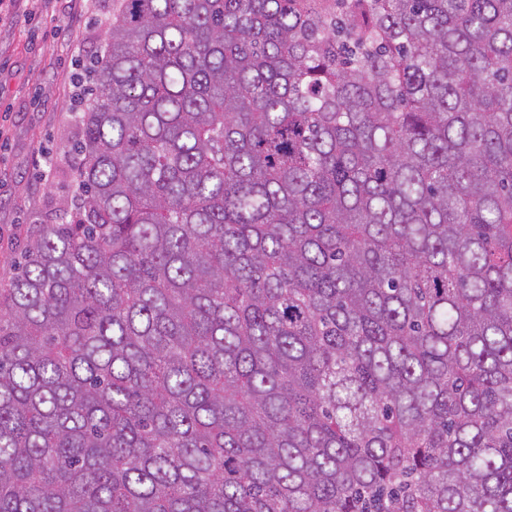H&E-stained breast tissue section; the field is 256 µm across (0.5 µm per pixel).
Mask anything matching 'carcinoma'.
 <instances>
[{
  "label": "carcinoma",
  "instance_id": "obj_1",
  "mask_svg": "<svg viewBox=\"0 0 512 512\" xmlns=\"http://www.w3.org/2000/svg\"><path fill=\"white\" fill-rule=\"evenodd\" d=\"M94 64L0 512H512V0H112Z\"/></svg>",
  "mask_w": 512,
  "mask_h": 512
}]
</instances>
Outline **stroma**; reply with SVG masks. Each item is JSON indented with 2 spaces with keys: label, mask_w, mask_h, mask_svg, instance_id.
I'll use <instances>...</instances> for the list:
<instances>
[{
  "label": "stroma",
  "mask_w": 512,
  "mask_h": 512,
  "mask_svg": "<svg viewBox=\"0 0 512 512\" xmlns=\"http://www.w3.org/2000/svg\"><path fill=\"white\" fill-rule=\"evenodd\" d=\"M112 0H16L0 16V278L27 242L67 221L76 193L77 113Z\"/></svg>",
  "instance_id": "obj_1"
}]
</instances>
